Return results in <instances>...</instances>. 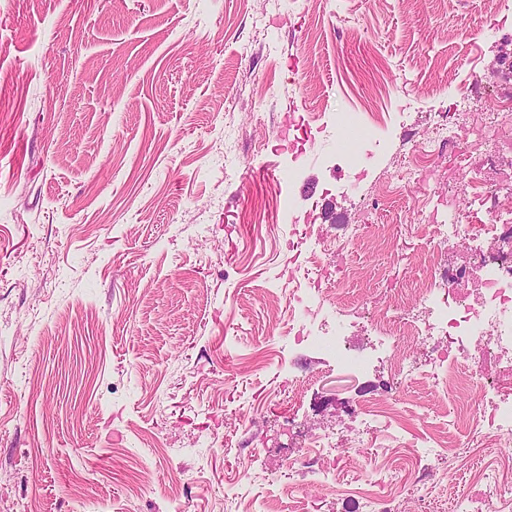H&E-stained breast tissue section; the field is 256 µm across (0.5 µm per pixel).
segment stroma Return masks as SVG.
Segmentation results:
<instances>
[{"instance_id": "stroma-1", "label": "stroma", "mask_w": 512, "mask_h": 512, "mask_svg": "<svg viewBox=\"0 0 512 512\" xmlns=\"http://www.w3.org/2000/svg\"><path fill=\"white\" fill-rule=\"evenodd\" d=\"M504 59L488 0H0V512H343L366 484L455 512L475 486L447 449L406 493L377 420L331 485L289 468V426H340L379 369L306 362L286 268L302 223L380 224L396 246L322 252L321 314L413 299L436 256L415 204L460 146L394 203L390 176L459 93L482 121L501 88L472 74ZM325 112L380 117L358 161ZM405 390L425 424L473 406Z\"/></svg>"}]
</instances>
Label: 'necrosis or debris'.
Wrapping results in <instances>:
<instances>
[{"label": "necrosis or debris", "instance_id": "1", "mask_svg": "<svg viewBox=\"0 0 512 512\" xmlns=\"http://www.w3.org/2000/svg\"><path fill=\"white\" fill-rule=\"evenodd\" d=\"M475 106L471 96L463 94L454 103L453 115L434 121L430 135L412 144L396 171L397 188H408L424 167L436 162L434 143L458 139L460 120ZM490 135L465 142L459 153L466 171L461 182L448 185L449 198L467 201L464 210L449 212L447 222L435 224L431 233L437 244L467 241L463 264L458 270L438 265L431 280L424 284L419 298L423 315L393 308L369 319L368 324L385 341L401 345L433 338V362L423 372L410 354H388L383 345L370 349L349 347L330 323L311 314L310 299L295 293L296 307L308 310L309 317L294 326V338L312 351L335 355L337 364L363 370L373 360H381L390 372V380L375 384L372 397L353 411L354 420L385 418L388 425L402 427L412 420L408 407H393L397 395L393 379L427 375L433 386L445 391L475 383L489 397L483 415L469 431L464 453L475 455L491 448L512 446V190L489 183L483 170L494 154L512 152V95L496 100L492 113L485 117ZM389 462L401 477L413 485L424 480L439 482V473H427L424 456L444 447V430L435 429L422 439L421 453L410 456L401 436H393ZM364 438L360 429L350 434L314 433L290 452L292 468L317 473L320 479L334 474L342 453L359 448ZM478 495L458 503V512H512V457H492L475 477Z\"/></svg>", "mask_w": 512, "mask_h": 512}]
</instances>
